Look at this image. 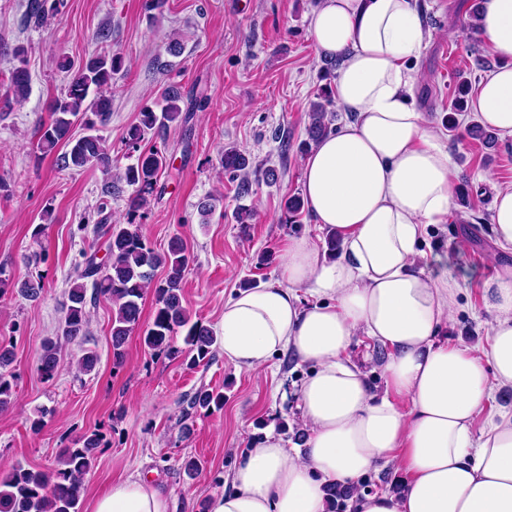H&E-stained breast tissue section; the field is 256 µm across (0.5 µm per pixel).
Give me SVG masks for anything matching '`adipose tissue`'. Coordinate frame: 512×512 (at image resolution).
Listing matches in <instances>:
<instances>
[{
	"instance_id": "ef3b65f1",
	"label": "adipose tissue",
	"mask_w": 512,
	"mask_h": 512,
	"mask_svg": "<svg viewBox=\"0 0 512 512\" xmlns=\"http://www.w3.org/2000/svg\"><path fill=\"white\" fill-rule=\"evenodd\" d=\"M479 33L500 65L473 107L483 125L512 138V0H481ZM309 34L320 55L340 60L335 98L346 119L307 154L302 187L340 255L328 259L313 238H291L278 279L237 291L218 323L237 366L258 370L283 352L312 365L295 392L304 448L272 433L254 441L208 512H328L333 484L351 490L355 512H512V413L473 432L496 392L512 388V264L484 285L496 319L477 356L437 341L457 308L456 288L420 265L427 228L445 223L452 207L456 171L414 102L419 75L410 63L431 38L418 0H318ZM360 332L387 349L385 396L346 358ZM394 459L399 489H361ZM167 507L163 486L133 474L89 512Z\"/></svg>"
}]
</instances>
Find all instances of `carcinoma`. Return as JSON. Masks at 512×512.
<instances>
[{"label": "carcinoma", "instance_id": "obj_1", "mask_svg": "<svg viewBox=\"0 0 512 512\" xmlns=\"http://www.w3.org/2000/svg\"><path fill=\"white\" fill-rule=\"evenodd\" d=\"M63 0H28L27 17L40 22L57 14ZM16 64L10 71L9 91L17 100L27 96L31 77L26 68L25 50L14 49ZM124 67V58L118 54H104L89 58L76 67L64 57L59 62L61 71L69 74L65 94L56 99L47 123L38 125L35 135L39 149L52 152L59 143L66 150L58 158L63 169L81 170L90 165H99L108 170L111 160L104 139L94 133L96 127H104L112 118L111 99L107 96L113 76ZM162 107L155 111L145 107L139 114L138 124L130 128L125 137V146L138 153L136 163L125 168L116 181L105 184L104 194L112 196L115 182H125L134 188L130 199L129 214H135L146 202L147 196L156 190L165 163L163 153L157 149L140 151V143L151 131H160L171 125L184 126L191 112L203 107L198 103L192 108L185 104L184 94L173 85L162 87ZM333 90L322 88L317 101L312 103L310 122L307 128L308 141L331 132ZM83 121L88 133L75 136L72 133L76 121ZM224 173L239 180V193H249L248 179L252 162L250 157L234 147H226L220 157ZM96 232L108 236L109 262L100 264L93 254L83 253V262L70 281L68 304L60 338L66 342L83 335L87 326V287L85 280H92L94 298H104L113 303L116 312L112 317V349L115 358H120L122 347L141 316V303L147 289L156 293L152 323L143 336L144 344L153 350L167 351L173 355L178 350L173 345L174 335L186 330L185 343L194 366L210 359L214 336L211 330L199 321H191L183 305L181 284L189 265L186 243L179 237L170 240L167 250L159 253L144 240L138 229L120 224L108 226L99 223ZM162 267L164 280L153 285L154 272ZM59 343L46 341L38 360V372L42 379L54 378L58 365ZM14 353L0 344V411L7 409L14 394L15 376L9 371ZM192 405L210 409L224 405V394L208 389L197 391ZM82 446L63 450L59 464L48 470L30 469L22 465L12 467L0 474V512H78L82 480L91 470L100 447L98 434L83 436Z\"/></svg>", "mask_w": 512, "mask_h": 512}]
</instances>
